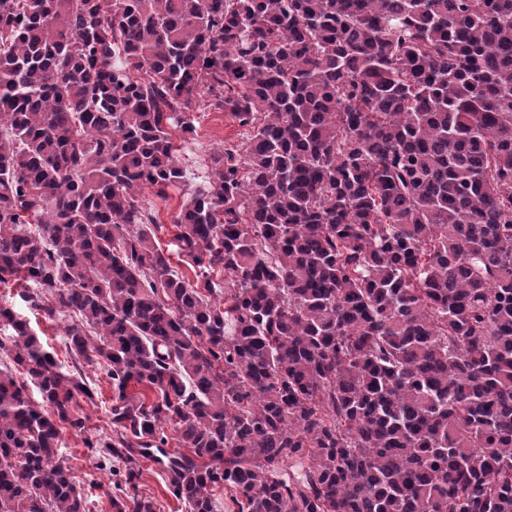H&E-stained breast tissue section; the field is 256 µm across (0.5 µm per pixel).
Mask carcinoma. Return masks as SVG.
Here are the masks:
<instances>
[{"label":"carcinoma","instance_id":"carcinoma-1","mask_svg":"<svg viewBox=\"0 0 512 512\" xmlns=\"http://www.w3.org/2000/svg\"><path fill=\"white\" fill-rule=\"evenodd\" d=\"M200 87L253 133L173 220L191 280L138 196ZM20 281L113 435L0 305V512H88L65 428L125 464L112 512L159 509L142 459L188 512H512V0H0ZM80 369L91 387L97 391L94 404L84 405V411L89 415L88 425L91 427V432H95V435L109 436L112 434V423L109 415L112 386L109 384V379L104 371H101L96 365H88L84 362Z\"/></svg>","mask_w":512,"mask_h":512}]
</instances>
